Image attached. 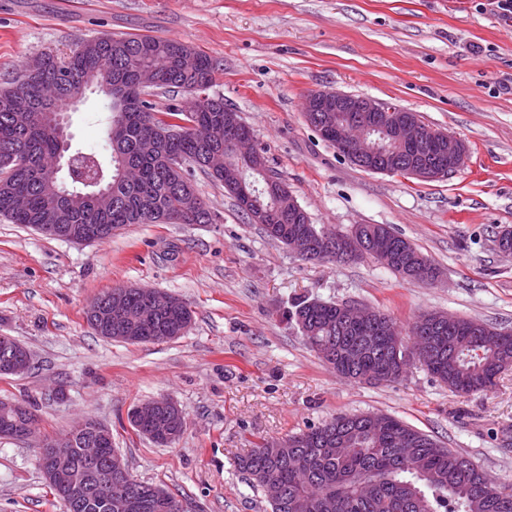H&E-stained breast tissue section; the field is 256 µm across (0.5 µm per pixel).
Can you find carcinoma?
I'll return each mask as SVG.
<instances>
[{
  "label": "carcinoma",
  "mask_w": 512,
  "mask_h": 512,
  "mask_svg": "<svg viewBox=\"0 0 512 512\" xmlns=\"http://www.w3.org/2000/svg\"><path fill=\"white\" fill-rule=\"evenodd\" d=\"M219 65L207 54L182 42L149 35H103L83 40L62 52H49L29 59L20 74L0 87V216L14 224H210L208 204L195 213L183 205L186 186L193 185L197 169L224 185L238 197L235 183L252 189L256 205L240 209L246 219L262 211L261 225L272 241L288 245V236L301 229L309 235L336 237L341 231H325L309 218H292V212L269 189L268 179L281 181L266 167L264 158L237 165L228 173L213 174L199 158L211 150L230 149L224 135V99L207 97L188 111L181 104L156 107L159 94H197L209 89ZM117 83L109 97L105 141L109 160L87 158L85 176L99 164L110 179L111 196L102 204L78 199L69 212L56 209L44 182L33 171L52 169L59 149L53 131L25 118L18 94L30 102L40 101L43 85L58 83L49 111L60 114L73 100L87 93L89 83L101 76ZM20 158L25 167L4 165L5 158ZM365 233L383 234L393 253L428 260L412 243L386 224H365ZM126 299L134 311L139 335L158 336L173 332L192 318L191 310L176 296L171 305L150 308L148 295L127 289ZM290 319L303 320V336L309 347L320 352L340 345L353 355L334 366L337 375L369 384L402 379L409 364H390L394 344L413 339L424 341L418 322L408 329L394 326L389 334L379 320L337 327L334 302L299 300ZM435 354L423 368L457 393L488 392L497 383L505 365L512 364V331L459 318L455 327L433 334ZM370 414H339L330 421L282 439L284 446L271 457L265 440L237 465L252 487L267 477L278 481L284 498L271 504V512H512V486H505L477 468L467 457L443 448L401 419L381 415L382 423L368 427ZM138 433L161 446L167 442L155 430L158 422L134 423ZM157 492L174 502L162 488L134 479L113 489L112 512H173L152 497Z\"/></svg>",
  "instance_id": "1"
}]
</instances>
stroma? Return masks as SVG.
I'll return each mask as SVG.
<instances>
[{
	"mask_svg": "<svg viewBox=\"0 0 512 512\" xmlns=\"http://www.w3.org/2000/svg\"><path fill=\"white\" fill-rule=\"evenodd\" d=\"M184 42L220 62L210 95L254 143L312 223L387 224L438 267L406 283L370 258L310 263L248 223L223 187L193 181L212 224H133L90 244L0 217V334L26 344L33 368L0 378V398L31 404L43 433L88 416L138 479L185 512H271L237 456L341 413H389L512 483V369L487 393L458 395L414 365L397 383L340 378L285 312L300 299L354 302L401 327L447 312L512 330V19L489 0H0V85L30 58L102 35ZM338 90L390 101L468 147L444 178L365 171L305 119L308 95ZM108 100L87 93L70 114L72 148L99 151ZM119 285L180 297L187 333L128 344L97 335L85 308ZM166 396L185 413L177 443L159 446L131 410ZM39 451L0 438V512H64Z\"/></svg>",
	"mask_w": 512,
	"mask_h": 512,
	"instance_id": "stroma-1",
	"label": "stroma"
}]
</instances>
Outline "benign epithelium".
Wrapping results in <instances>:
<instances>
[{"mask_svg":"<svg viewBox=\"0 0 512 512\" xmlns=\"http://www.w3.org/2000/svg\"><path fill=\"white\" fill-rule=\"evenodd\" d=\"M312 118L320 120L318 113H336V139L332 144L349 161L374 173L392 172L387 157L379 150L377 142L371 138L375 130H383L393 134L402 144L414 151L410 175L419 179L443 178L452 170L460 167L466 160L468 148L455 135L442 130L428 129L419 122L402 118L388 120L380 117L382 112H401L403 108L389 105L368 97L340 91H320L314 94L309 106ZM69 117L60 114L51 121V128L58 137L60 150L46 181L52 183L56 193L62 198L72 199L80 196L75 187L62 183L57 174L68 169L74 182L89 185L80 169L77 168L79 156L69 153L70 135L67 132ZM233 147L238 155H249L256 152L252 135L244 136L233 133ZM37 229L52 237L58 235L73 243H89L98 240L101 231L113 234L117 230L110 224L92 226L89 224H39ZM336 251L340 256L344 253L357 257L369 252V246L353 234L348 239V245ZM126 293L122 289L110 290L91 301L85 311L89 324L94 328H103L105 337L112 338V327L116 326L121 332L119 340L137 342L140 337L132 335L125 323L128 309L125 303ZM340 321L351 324L359 317H370L374 310L353 303H343L338 306ZM32 368L31 352L7 350L0 354V370L11 377H21L28 374ZM25 410L30 419L21 427L11 431L12 438L28 442L39 448L40 468L47 483L52 486L62 498L66 506L74 512L87 504H93L103 512H112V480L127 479L131 472L123 463L117 452L101 460L83 450L85 446H94L101 442L112 441L111 428L103 423L92 426L80 420L75 423L68 433L48 437L41 433L37 414L30 407L18 401H9L0 406V412H17ZM180 406L167 397H159L145 404L136 406L132 414L139 421L153 420L159 414L165 413L171 417L180 414ZM81 454L84 467L72 465L76 454Z\"/></svg>","mask_w":512,"mask_h":512,"instance_id":"obj_1","label":"benign epithelium"}]
</instances>
